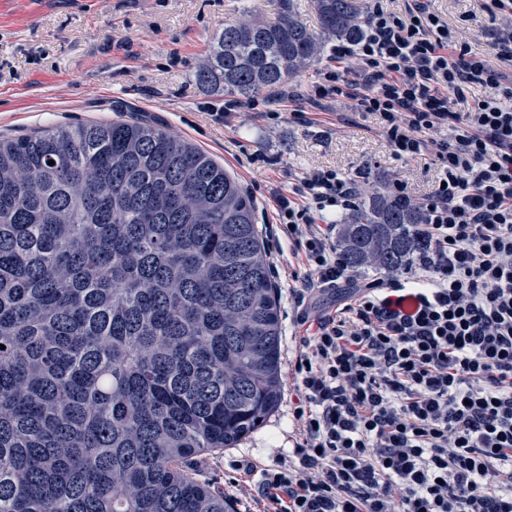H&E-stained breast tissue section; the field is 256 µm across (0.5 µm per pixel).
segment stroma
<instances>
[{"label": "stroma", "instance_id": "1", "mask_svg": "<svg viewBox=\"0 0 512 512\" xmlns=\"http://www.w3.org/2000/svg\"><path fill=\"white\" fill-rule=\"evenodd\" d=\"M433 5L449 28L489 51L498 20L487 0ZM280 7V0H0V137L50 124L146 120L223 163L257 202L319 167L363 168L382 185L403 175L410 198L426 195L435 166L394 159L374 116L339 125L321 112L308 123H277L244 102L227 123L212 121L225 95L195 81L211 39L225 22L247 15L271 20ZM290 429L283 401L238 447L204 457L205 476L224 486L235 476L228 461L273 455L287 447Z\"/></svg>", "mask_w": 512, "mask_h": 512}]
</instances>
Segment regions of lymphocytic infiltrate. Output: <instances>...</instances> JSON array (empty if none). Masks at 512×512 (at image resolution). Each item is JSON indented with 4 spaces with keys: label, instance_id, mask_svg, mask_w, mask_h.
I'll list each match as a JSON object with an SVG mask.
<instances>
[{
    "label": "lymphocytic infiltrate",
    "instance_id": "obj_1",
    "mask_svg": "<svg viewBox=\"0 0 512 512\" xmlns=\"http://www.w3.org/2000/svg\"><path fill=\"white\" fill-rule=\"evenodd\" d=\"M403 2L372 0L364 36L333 45L321 81L283 98L298 120L376 116L397 159L432 158L427 250L372 280L345 265L336 220L362 170L315 169L272 193L307 265L271 260L299 327L293 446L234 461V512H512V24L493 33L492 64L432 0Z\"/></svg>",
    "mask_w": 512,
    "mask_h": 512
}]
</instances>
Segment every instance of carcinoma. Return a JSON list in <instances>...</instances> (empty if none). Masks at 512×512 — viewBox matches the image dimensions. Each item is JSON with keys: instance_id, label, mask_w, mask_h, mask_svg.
<instances>
[{"instance_id": "cac0c4a2", "label": "carcinoma", "mask_w": 512, "mask_h": 512, "mask_svg": "<svg viewBox=\"0 0 512 512\" xmlns=\"http://www.w3.org/2000/svg\"><path fill=\"white\" fill-rule=\"evenodd\" d=\"M232 22L196 81L250 99L357 42L361 0ZM417 204L375 186L337 225L355 272L424 250ZM282 325L251 198L150 123L0 138V512H232L197 461L278 407Z\"/></svg>"}]
</instances>
